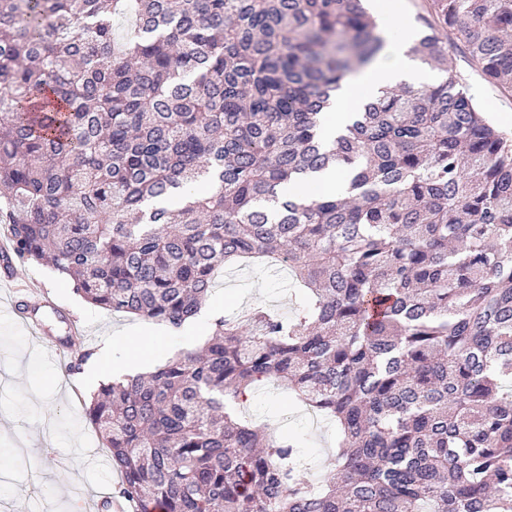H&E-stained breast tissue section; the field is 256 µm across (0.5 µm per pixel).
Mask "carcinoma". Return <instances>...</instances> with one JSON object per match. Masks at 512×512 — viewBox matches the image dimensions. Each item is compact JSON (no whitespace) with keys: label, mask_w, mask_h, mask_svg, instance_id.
Here are the masks:
<instances>
[{"label":"carcinoma","mask_w":512,"mask_h":512,"mask_svg":"<svg viewBox=\"0 0 512 512\" xmlns=\"http://www.w3.org/2000/svg\"><path fill=\"white\" fill-rule=\"evenodd\" d=\"M434 17L512 90V0H428V64ZM386 44L365 0H0L15 257L171 332L238 262H288L305 297L99 387L86 416L132 512H512V139L450 77L327 144L332 94ZM328 168L350 196L279 193ZM262 381L336 426L319 487L298 440L235 415Z\"/></svg>","instance_id":"carcinoma-1"}]
</instances>
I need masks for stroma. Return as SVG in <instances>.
<instances>
[{
	"label": "stroma",
	"mask_w": 512,
	"mask_h": 512,
	"mask_svg": "<svg viewBox=\"0 0 512 512\" xmlns=\"http://www.w3.org/2000/svg\"><path fill=\"white\" fill-rule=\"evenodd\" d=\"M442 35L449 71L485 112L497 117L499 127L512 131V92L473 65L457 31L446 28ZM15 280L44 287L60 307V314L41 316L48 339L66 336L67 320L76 322L79 334L68 356H48L32 329L17 321L11 310ZM209 304L228 317L243 305H266L290 316L298 301L290 277L280 275L278 267H234L218 275ZM151 330L142 320L86 303L49 267L17 261L11 271L0 268V512H84L99 492L117 491L118 475L85 415L84 403L98 386L82 383L67 365L108 340L119 359H126L135 341ZM240 411L271 435L288 433L303 443L307 481L315 484L325 477L337 431L304 403L292 401L288 389L259 385ZM33 457L38 460L34 468L29 465Z\"/></svg>",
	"instance_id": "35a3bbf8"
}]
</instances>
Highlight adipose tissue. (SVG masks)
<instances>
[{"label": "adipose tissue", "mask_w": 512, "mask_h": 512, "mask_svg": "<svg viewBox=\"0 0 512 512\" xmlns=\"http://www.w3.org/2000/svg\"><path fill=\"white\" fill-rule=\"evenodd\" d=\"M374 8L388 31L387 46L368 68L349 77L326 108L323 120L325 141H333L346 124L349 113L357 112L384 89L413 88L441 80V72L423 66L413 48L417 35L408 21L398 20L400 0H375Z\"/></svg>", "instance_id": "ef3b65f1"}]
</instances>
